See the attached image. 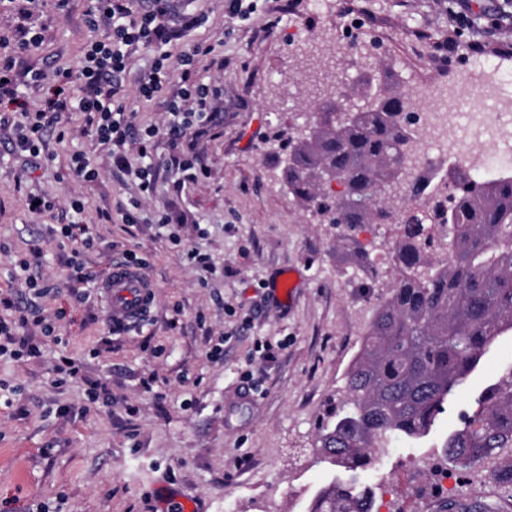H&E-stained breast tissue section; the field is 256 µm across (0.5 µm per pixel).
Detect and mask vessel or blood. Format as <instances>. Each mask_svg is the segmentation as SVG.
Here are the masks:
<instances>
[{"instance_id": "obj_1", "label": "vessel or blood", "mask_w": 512, "mask_h": 512, "mask_svg": "<svg viewBox=\"0 0 512 512\" xmlns=\"http://www.w3.org/2000/svg\"><path fill=\"white\" fill-rule=\"evenodd\" d=\"M99 286L105 294L112 324L122 329L145 322L153 308L155 284L146 272L119 259Z\"/></svg>"}]
</instances>
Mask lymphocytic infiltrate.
<instances>
[{
  "instance_id": "lymphocytic-infiltrate-1",
  "label": "lymphocytic infiltrate",
  "mask_w": 512,
  "mask_h": 512,
  "mask_svg": "<svg viewBox=\"0 0 512 512\" xmlns=\"http://www.w3.org/2000/svg\"><path fill=\"white\" fill-rule=\"evenodd\" d=\"M202 22L201 15L179 10L177 0H90L85 24L93 31L106 28L108 36L88 43L78 69L62 66L49 77L41 72L27 76L17 69L15 57L1 56L0 112L23 117L14 127L13 151L39 157L47 129H54L57 139L68 136L62 117L70 112L80 113L85 132L103 145L119 149L132 142L145 156L161 134L172 148H181L189 134L211 125L216 116L219 91L203 77L210 67L224 64L215 45L196 43L176 56L170 51L171 44ZM139 51L154 57L137 79L141 101L168 98L176 115L161 132L137 128L121 94ZM26 80L46 86L40 103L21 99L19 86Z\"/></svg>"
}]
</instances>
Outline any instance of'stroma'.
I'll return each instance as SVG.
<instances>
[{
    "mask_svg": "<svg viewBox=\"0 0 512 512\" xmlns=\"http://www.w3.org/2000/svg\"><path fill=\"white\" fill-rule=\"evenodd\" d=\"M313 12L311 0H255L250 14L233 17L224 0H181L204 22L183 38L221 44L223 68L206 73L221 96L213 128L190 137L208 166L206 178L175 183L172 148L157 138L149 158L135 144L117 165L111 147L98 144L71 114V134L47 133L42 166L30 170L12 154L0 129V291L26 308L18 331L19 357L0 356V512H164L168 496L189 499L195 512H308L318 490L344 478L322 460L317 440L331 402L346 386L350 361L366 326L385 300L394 272L396 224L385 232L326 223L289 194L283 183L285 151L277 134L298 136L314 110L307 92L305 56L285 33L306 28L319 38L358 42L361 52L337 51L328 70L338 91L363 75L395 81L409 110L426 85L448 86L455 135L471 113L491 102L466 84L473 54L512 41V16L499 0H330ZM89 0H7L0 6V53L11 52L25 28L40 43L22 55L25 66L49 74L78 67L90 38L84 14ZM470 15L459 25L456 14ZM454 43L452 52L444 44ZM99 171L95 181L69 176L74 153ZM149 161L158 179L141 197L134 175ZM55 201L54 217L28 211L27 192ZM84 202L75 212L71 200ZM136 208L139 221L95 224V209ZM170 221L160 224L159 213ZM61 224H84L92 248L62 243ZM39 248L37 290L24 284L19 264ZM136 254L156 286L153 313L142 325L117 330L96 285L76 278L73 257L107 273L114 257ZM206 258L201 275L191 253ZM296 286L282 295V277ZM55 334H44L45 324ZM273 357H264L262 344ZM37 346L28 354V346ZM79 359L77 377L57 373L59 357ZM512 368V330L497 336L465 388L430 434L403 455L375 461L364 481L395 482L401 512H445L421 500L409 484V462L432 465L473 398ZM495 462L463 474L453 500L460 512L481 501L497 512L503 499L491 479Z\"/></svg>",
    "mask_w": 512,
    "mask_h": 512,
    "instance_id": "1",
    "label": "stroma"
}]
</instances>
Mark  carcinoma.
<instances>
[{
	"instance_id": "1",
	"label": "carcinoma",
	"mask_w": 512,
	"mask_h": 512,
	"mask_svg": "<svg viewBox=\"0 0 512 512\" xmlns=\"http://www.w3.org/2000/svg\"><path fill=\"white\" fill-rule=\"evenodd\" d=\"M313 133L292 145L283 176L288 193L335 225L402 226L390 296L376 309L347 373L346 395L320 436L322 456L349 473L316 494L310 512H373L374 494L363 490L358 471L395 441L428 435L448 400L466 384L489 346L512 330V175L485 182L458 166L448 169L452 192L432 207L393 212L384 195L411 201L431 187L410 177L415 119L403 95H349L314 79ZM331 168L342 176L337 196L314 179ZM454 243L448 264L427 260L437 225ZM441 453L464 473L504 448H512V373L474 398Z\"/></svg>"
}]
</instances>
